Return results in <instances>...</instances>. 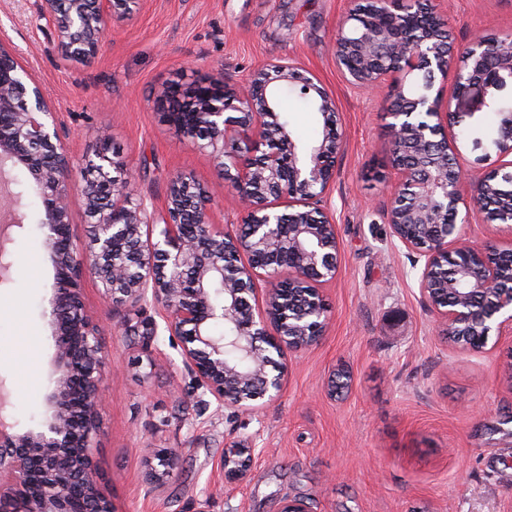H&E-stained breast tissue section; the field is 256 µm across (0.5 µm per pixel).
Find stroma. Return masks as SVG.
Returning <instances> with one entry per match:
<instances>
[{
	"instance_id": "stroma-1",
	"label": "stroma",
	"mask_w": 512,
	"mask_h": 512,
	"mask_svg": "<svg viewBox=\"0 0 512 512\" xmlns=\"http://www.w3.org/2000/svg\"><path fill=\"white\" fill-rule=\"evenodd\" d=\"M456 49L475 35L512 34V0H432ZM40 0H0V37L56 110L81 183L87 159L107 152L136 173L135 190L162 211L172 177L193 174L215 200L213 220L241 215L209 153L162 119L167 86L196 75L243 82L267 60H289L336 102L343 135L323 199L338 233V272L322 287L329 322L320 342L291 354L280 398L222 407L182 364L177 340L154 346L121 323L161 319V308L106 301L94 277L81 288L99 327L104 367L98 487L115 512H279L284 498L311 512H512V334L463 352L438 328L387 222L396 174L389 164L387 101L350 85L336 65V31L353 0H144L113 23L103 50L61 57L39 20ZM23 223L0 232V413L22 432L45 418L55 348L44 316L55 263L44 217L23 167L12 172ZM258 448L250 479L229 485L218 467L227 443ZM180 459L177 475L147 492L149 449Z\"/></svg>"
}]
</instances>
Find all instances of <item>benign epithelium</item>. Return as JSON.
<instances>
[{
    "label": "benign epithelium",
    "instance_id": "benign-epithelium-1",
    "mask_svg": "<svg viewBox=\"0 0 512 512\" xmlns=\"http://www.w3.org/2000/svg\"><path fill=\"white\" fill-rule=\"evenodd\" d=\"M142 0H41L40 17L68 59L96 56L115 21L130 17ZM353 8L336 33L334 55L347 80L385 92L392 133L391 166L398 191L388 212L393 236L420 262V291L444 335L466 351L484 349L490 337L512 332V247L461 242L475 214L492 224L512 223V198L495 217L489 202L512 187V113L503 115L495 165L480 179L459 161L458 134L464 106L481 111L512 88V35L476 37L454 57L445 15L418 0H372ZM0 67V182L25 167L42 197V233L56 267L44 311L55 343L48 416L37 428L11 432L0 420V502L13 496L31 472L40 493L17 499L9 512H113L98 490L89 453L99 428L103 354L99 330L85 311L81 281L98 279L114 304L152 302L166 313V330L178 339L182 362L220 405L255 409L276 402L288 374L286 356L321 339L328 309L321 286L335 279L337 230L318 200L335 177L341 133L336 103L313 79L289 62L272 59L244 84L224 74L200 79L181 110L164 120L193 147L208 151L224 171L225 187L244 211L249 230L232 234L211 217L212 199L189 173L177 174L154 219L132 188L129 165L89 160L97 174L80 186L90 218L89 246L80 260L70 246V159L57 133L56 113L32 76L9 54ZM454 73L446 95L437 79ZM293 86L310 97L323 118L319 139L297 145L273 100ZM163 224L159 238L142 240L143 227ZM270 288L256 300V277ZM220 289L222 306L211 302ZM234 331L232 344L248 360L233 365L224 337L211 325ZM125 335L151 344V319ZM257 448L249 440L224 448L219 467L227 483L252 472ZM145 474L147 492L176 476L179 457L156 451Z\"/></svg>",
    "mask_w": 512,
    "mask_h": 512
}]
</instances>
